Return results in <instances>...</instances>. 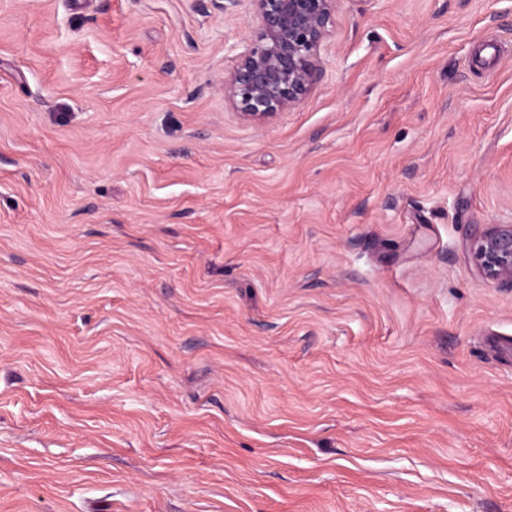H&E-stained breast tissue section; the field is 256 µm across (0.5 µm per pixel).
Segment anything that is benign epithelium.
<instances>
[{"mask_svg":"<svg viewBox=\"0 0 512 512\" xmlns=\"http://www.w3.org/2000/svg\"><path fill=\"white\" fill-rule=\"evenodd\" d=\"M258 32L224 80V98L248 123L295 106L316 82L318 50L337 0H250ZM477 270L512 287V224H493L470 247Z\"/></svg>","mask_w":512,"mask_h":512,"instance_id":"obj_1","label":"benign epithelium"}]
</instances>
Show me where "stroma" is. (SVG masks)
<instances>
[{
	"mask_svg": "<svg viewBox=\"0 0 512 512\" xmlns=\"http://www.w3.org/2000/svg\"><path fill=\"white\" fill-rule=\"evenodd\" d=\"M248 0H0V512H512V0H338L243 122ZM477 270L491 283L512 287V224H494L470 247Z\"/></svg>",
	"mask_w": 512,
	"mask_h": 512,
	"instance_id": "obj_1",
	"label": "stroma"
}]
</instances>
